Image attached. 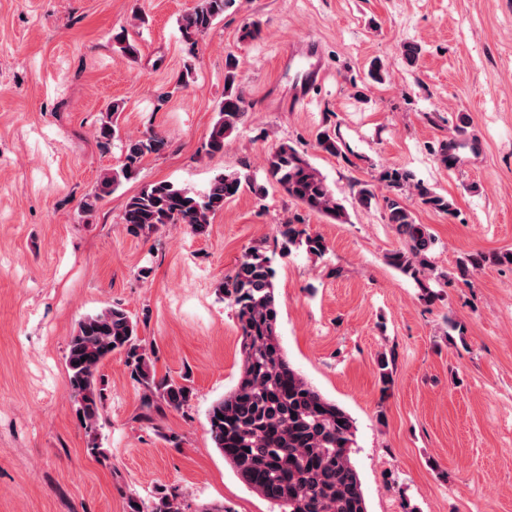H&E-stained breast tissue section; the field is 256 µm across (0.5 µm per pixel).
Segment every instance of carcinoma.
<instances>
[{
	"instance_id": "carcinoma-1",
	"label": "carcinoma",
	"mask_w": 512,
	"mask_h": 512,
	"mask_svg": "<svg viewBox=\"0 0 512 512\" xmlns=\"http://www.w3.org/2000/svg\"><path fill=\"white\" fill-rule=\"evenodd\" d=\"M231 0H198L182 16L180 28L189 55L214 22L224 16ZM239 60L229 53L224 64V100L217 110L205 145V154L224 153L228 139L246 114L241 89ZM120 112L114 103L107 120L97 129L101 143L115 135L112 117ZM318 147L332 156L342 154L339 135L326 130ZM166 140L157 134L130 137L125 141L124 160L99 179L93 194L82 204L86 213L119 186L137 177L142 160L165 150ZM268 179L311 212L343 223L346 210L322 173L290 145L283 144L265 158ZM236 172L219 173L199 193L161 181L144 186L130 197L123 223L134 231L156 230L166 224H185L196 235L208 232L216 213L242 190ZM383 196L384 219L403 236L405 247L388 255V262L402 274L422 281L433 270L430 252L435 238L424 224L416 222L402 196L416 193L421 203L446 215L455 214V204L416 180L413 171L385 166L370 182L359 184V206L377 203L376 189ZM286 243L305 247L314 256L327 251L325 240L288 222L279 225ZM511 263L512 252L489 257L482 252L459 259L457 274L467 279L489 261ZM274 271L265 254L246 251L235 272L218 285L219 293L234 309L242 336L241 370L233 390L216 401L208 412L209 433L216 448L240 479L256 494L277 506L279 512H368L361 482L351 461L355 428L353 420L335 401L324 397L289 362L278 340L279 309ZM114 354L125 357L131 379L143 389L142 406L154 408V398L180 410L189 405L190 386L173 380H156L153 362L138 336L137 321L119 305L82 317L70 336L66 364L76 414L92 434L103 413L104 388L100 369ZM128 512H184L175 492L157 491L148 501L129 498Z\"/></svg>"
}]
</instances>
